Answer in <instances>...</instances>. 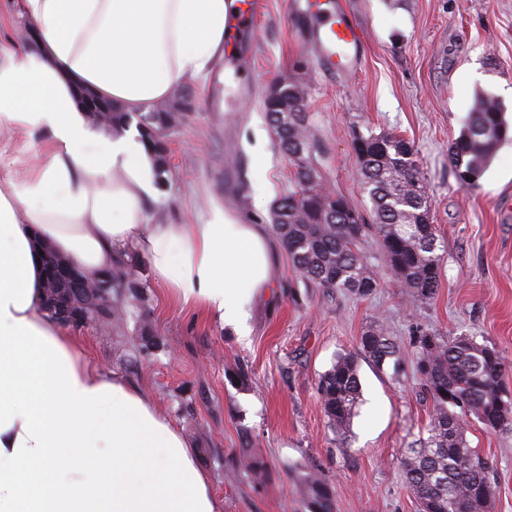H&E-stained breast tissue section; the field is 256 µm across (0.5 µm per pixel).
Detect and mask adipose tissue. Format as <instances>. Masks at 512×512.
Segmentation results:
<instances>
[{
  "mask_svg": "<svg viewBox=\"0 0 512 512\" xmlns=\"http://www.w3.org/2000/svg\"><path fill=\"white\" fill-rule=\"evenodd\" d=\"M228 0H0V512H218L182 433L142 392L91 368L43 306L48 248L90 276L145 256L175 298L245 333L272 279L263 225L149 223L150 154L105 131L87 89L124 112L166 102L224 56Z\"/></svg>",
  "mask_w": 512,
  "mask_h": 512,
  "instance_id": "ef3b65f1",
  "label": "adipose tissue"
}]
</instances>
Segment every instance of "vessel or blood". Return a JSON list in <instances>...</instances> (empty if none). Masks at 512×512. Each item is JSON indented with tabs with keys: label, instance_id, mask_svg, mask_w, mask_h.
<instances>
[{
	"label": "vessel or blood",
	"instance_id": "obj_1",
	"mask_svg": "<svg viewBox=\"0 0 512 512\" xmlns=\"http://www.w3.org/2000/svg\"><path fill=\"white\" fill-rule=\"evenodd\" d=\"M258 14V0H233L225 32L227 47L253 37ZM307 16L319 67L330 73L354 70L364 52L365 35L347 0H310Z\"/></svg>",
	"mask_w": 512,
	"mask_h": 512
}]
</instances>
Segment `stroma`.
<instances>
[{"label":"stroma","mask_w":512,"mask_h":512,"mask_svg":"<svg viewBox=\"0 0 512 512\" xmlns=\"http://www.w3.org/2000/svg\"><path fill=\"white\" fill-rule=\"evenodd\" d=\"M265 2L251 73L224 62L189 80L197 107L168 138L171 171L149 203V223L205 224L220 208L271 226L293 169L261 102L271 81L299 79L308 86L322 181L362 215L371 202L354 132H394L413 145L446 249L435 297L413 301L372 238L364 252L379 286L365 298L315 287L281 248L273 284L253 300L243 338L169 299L146 258L131 252L125 261L143 286L141 310L158 347H142L135 317L118 335L70 334L92 367L136 385L182 430L211 478L219 512H310L304 484L313 471L333 488V512H417L401 459L425 435L431 403L411 361L379 369L359 359L361 401L342 431L324 412L318 382L377 321L401 346L419 329L467 334L497 347L512 366V129L477 187L462 188L448 158L477 94L494 95L512 126V0H350L366 44L358 70L344 78L319 72L299 0ZM258 145L261 169L253 162ZM239 368L247 385L236 382ZM466 437L492 464L491 512H512V433L486 432L472 418ZM248 458L266 464L264 478L253 476Z\"/></svg>","instance_id":"obj_1"}]
</instances>
